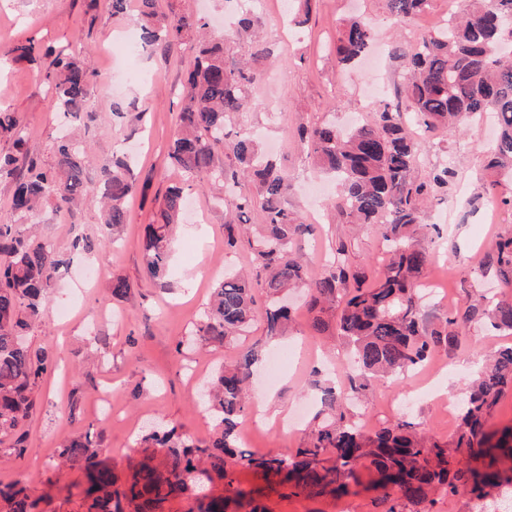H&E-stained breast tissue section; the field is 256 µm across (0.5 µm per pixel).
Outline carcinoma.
I'll return each mask as SVG.
<instances>
[{"label": "carcinoma", "mask_w": 512, "mask_h": 512, "mask_svg": "<svg viewBox=\"0 0 512 512\" xmlns=\"http://www.w3.org/2000/svg\"><path fill=\"white\" fill-rule=\"evenodd\" d=\"M429 0H384L387 19L402 25L423 12ZM136 22L143 41L166 49L187 45L194 51L186 92L179 111L168 158L171 167L187 176V183L172 185L148 225L143 241L149 278L167 277L171 235L181 217L188 193L199 187L222 192L217 196L230 216L226 244L234 247V229L249 234L253 201L237 192L239 177L251 179L258 191L262 224L252 250L256 279L238 273L224 276L212 288L209 309L197 326L195 339L205 345H222L244 335L256 317H262L266 339L284 335L292 321L280 304L290 288L307 289L306 305L313 313L309 328L328 331L324 314L336 313V329L352 346V360L364 390L372 377L401 381L445 344L458 341L461 329L477 315L491 326L512 333V298H485L463 314L444 317L438 327L424 325L416 316L423 284L421 276L431 262L430 249L415 239L423 224V202L448 186L450 171L442 168L425 182L413 179L420 149L404 125L400 105L385 104L371 121L342 131L329 121L304 125L297 132L307 156L333 174L339 185L334 207L360 224L376 225L388 247V260L371 282L350 268L345 248L320 276H308L299 243L314 237L315 228L288 210V175L261 152L255 135L242 131L229 138L226 122L247 110L257 84L264 79L260 62L271 57L267 38L270 24L251 8H238L233 26L242 53L226 41L208 37L209 23L201 16L160 10L158 0H138ZM376 31L366 18L344 21L335 54L340 65L363 56L375 42ZM512 46V0H470L460 21L454 19L401 53L409 77L404 89L408 109L426 129L446 127L452 132L464 120L490 113L498 136L489 167L512 171V59L500 48ZM52 57L44 75L55 107L69 122L84 115L93 89L94 73L80 59L28 40L0 53V59L31 60L38 54ZM0 136L12 140L13 151L0 153V182L14 185L11 208L17 222L0 224V437L12 440V453L25 451L22 423L34 406L37 380L49 366L47 352L32 351L21 332L41 324L43 299L48 288L70 260L51 243L32 232L29 221L51 201L59 212L70 211L84 196L85 173L91 163L71 131L56 144V163L46 165L30 153L28 134L20 117L0 105ZM222 145L231 162L215 164L214 150ZM103 224L115 228L126 223L124 202L136 189L132 169L123 160L101 166ZM105 240L79 237L73 251L91 254ZM491 263L512 284V236L496 244ZM267 296L263 313L255 308L253 291ZM258 360V346L224 364L203 394L214 419L209 438L196 442L170 424L157 423L143 432L139 444L146 455L122 489L117 479L97 459V442L90 434L64 442L63 464L81 470L86 478L79 512H165L166 504L188 490L187 478L201 473L208 483L223 482L218 492L196 499V512H225L229 501L248 500L251 494L237 485L225 466L233 457L245 469L290 487L292 496L348 494L359 485L365 465L378 474L377 486L392 501L387 512H400V504L422 505L432 512L429 491L443 487L455 493L459 484L469 487L476 500L488 489L512 483V475L496 467L495 450L512 453V427L498 439L487 423L501 396L512 388V347L492 350L469 384L461 407L460 426L448 441L418 433L401 421L374 433L365 432L348 416L347 395L333 387L323 390L322 409L303 445L290 459L272 450L256 453L240 447L241 424L249 407V383ZM40 498L26 485L0 484L3 512H40Z\"/></svg>", "instance_id": "cac0c4a2"}]
</instances>
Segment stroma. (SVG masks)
Here are the masks:
<instances>
[{"label": "stroma", "instance_id": "obj_1", "mask_svg": "<svg viewBox=\"0 0 512 512\" xmlns=\"http://www.w3.org/2000/svg\"><path fill=\"white\" fill-rule=\"evenodd\" d=\"M466 0H429L412 27L394 28L383 0H311L309 19L299 29L271 30L274 57L267 76L253 92L252 107L239 114L232 128L255 130L271 145V156L288 173L291 190L287 206L311 216L310 186L325 175L299 147V126L334 115L344 124L349 115L368 119L384 102L394 100L406 70L396 46H410L437 29V16L461 14ZM369 18L376 27V47L383 53L377 73L368 60L343 68L334 45L344 20ZM35 41L41 47L85 56L95 71L94 92L81 123L79 140L93 155L86 177L92 190L66 213L46 205L37 216L39 234L54 249L70 254L77 237L93 239L106 233L101 223L100 168L113 157L131 161L137 189L126 203V222L114 243L93 257L71 256L68 268L50 288L39 327L24 340L32 349L51 354L50 371L35 387L36 406L24 429L26 453L15 458L9 442L0 443V483H28L42 500L44 512H77L82 471L59 464V445L89 433L99 441L98 455L118 480L144 455L138 443L142 425L162 417L191 437L208 439L213 421L198 404L192 373L209 378L224 361L236 358L245 346L263 336V323L254 320L247 336L224 347L188 344L204 318L209 294L225 272L247 271L251 254L246 244L224 245L223 208L213 192H194L195 211L202 222L186 219L173 233L168 285L149 280L141 241L171 184L179 176L169 165L168 143L177 125L184 94V76L192 52L140 48L131 15L113 14L110 0H0V49ZM44 63L8 61L0 64V104L17 112L30 135V149L53 164L60 114L43 83ZM335 102L326 113L327 102ZM121 105L126 117L114 123L112 109ZM496 137L488 119L463 122L456 132L419 130L420 158L413 171L425 181L440 168L451 176L445 199L431 200L424 213L423 237L433 250L425 276L436 291L422 297L416 314L433 324L445 314L464 312L481 296L511 295L489 260L496 241L512 235V178L487 167V154ZM494 188L501 205L486 203ZM315 219L321 233L304 248L310 275L324 272L345 248L348 263L376 277L386 254L374 225L356 224L334 209L328 189ZM101 271L97 284H83L79 272L86 261ZM126 279L131 290L114 299L107 288L114 278ZM297 317L287 336L271 341L256 366L251 406L242 431V446L254 452L274 450L288 456L299 448L304 431L318 410L312 399L337 381L346 358V342L336 329L311 335L310 315L302 298H291ZM512 346V335L491 331L486 319L475 318L464 328L457 346L439 350L421 369L418 379L395 383L372 381L354 395L355 421L372 432L399 420L446 440L457 430L458 405L467 392L471 366L483 351ZM111 390L112 409L103 412L98 398ZM274 401L300 411L301 427L282 428L279 419H262L263 403ZM241 487L260 488L268 512H387L381 491L368 489L339 497H294L287 488L270 491L259 474L236 469Z\"/></svg>", "mask_w": 512, "mask_h": 512}]
</instances>
